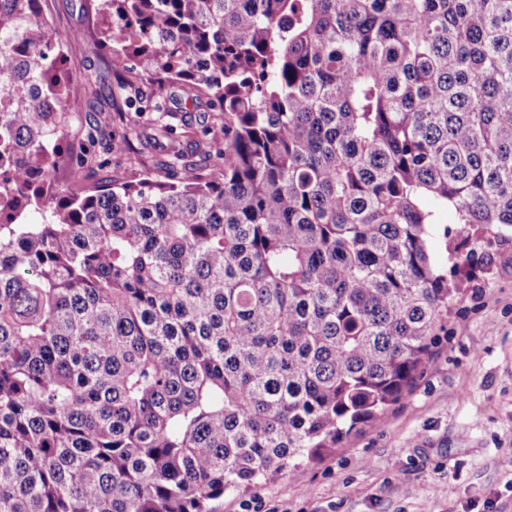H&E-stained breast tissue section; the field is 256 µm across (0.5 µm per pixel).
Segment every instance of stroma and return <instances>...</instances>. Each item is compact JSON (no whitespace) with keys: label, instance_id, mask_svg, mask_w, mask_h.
I'll use <instances>...</instances> for the list:
<instances>
[{"label":"stroma","instance_id":"1","mask_svg":"<svg viewBox=\"0 0 512 512\" xmlns=\"http://www.w3.org/2000/svg\"><path fill=\"white\" fill-rule=\"evenodd\" d=\"M53 5L82 35L70 52L79 98L71 131H106L94 147L105 164H90L87 182L133 178L136 166L109 149L128 128L112 121L104 18L80 0ZM218 512H512V250L456 300L427 363L376 424L292 473L225 492Z\"/></svg>","mask_w":512,"mask_h":512}]
</instances>
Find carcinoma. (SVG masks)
<instances>
[{"label": "carcinoma", "instance_id": "carcinoma-1", "mask_svg": "<svg viewBox=\"0 0 512 512\" xmlns=\"http://www.w3.org/2000/svg\"><path fill=\"white\" fill-rule=\"evenodd\" d=\"M11 2L0 36L43 39L35 0ZM93 6L112 112L160 91L143 149L110 150L166 159L58 184L74 105L43 55L48 100L0 112V512H215L375 422L461 270L512 243V0ZM171 88L223 134L202 163Z\"/></svg>", "mask_w": 512, "mask_h": 512}]
</instances>
